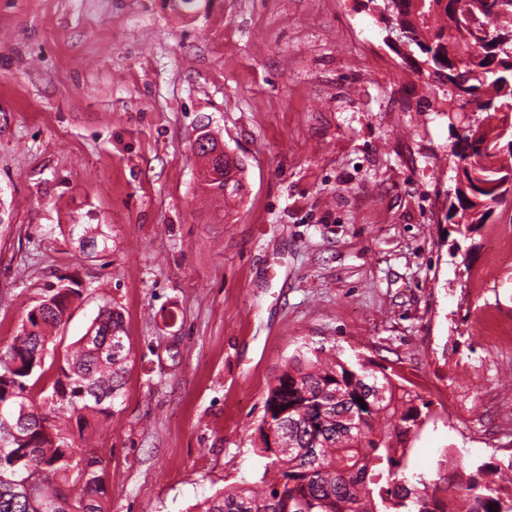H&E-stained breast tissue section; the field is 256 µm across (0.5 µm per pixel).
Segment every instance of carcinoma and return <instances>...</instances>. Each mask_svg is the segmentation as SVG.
Segmentation results:
<instances>
[{"label": "carcinoma", "instance_id": "cac0c4a2", "mask_svg": "<svg viewBox=\"0 0 512 512\" xmlns=\"http://www.w3.org/2000/svg\"><path fill=\"white\" fill-rule=\"evenodd\" d=\"M377 21L403 34L410 54L401 64L417 75L434 70L429 86L444 102L453 90L472 96L490 116L512 111V57L488 36L461 26L457 15L476 13L491 34H512V6L499 0H368ZM512 129L502 134L487 123L468 133L459 156L466 160L464 176L494 182L512 176L503 152L485 143L505 145ZM199 189L215 196H236L243 189L245 166L224 154L212 161L205 151ZM504 198L473 188L456 195L448 218L483 224ZM68 236L90 253L107 249L112 235L107 224H70ZM83 288L72 278H60L45 289L27 312L17 335L0 346V404L20 397L29 418L12 435L0 422V512H106V476L101 468L86 469L84 448L64 424L112 412L126 385L131 347L122 313L104 303L86 333L65 350L49 385L37 388L55 330L68 318ZM377 383L382 398L371 395ZM362 402H357V399ZM428 403L408 388L402 377L376 368L355 354H334L321 360V350L299 353L288 360L270 385L258 432L267 459L258 490L243 482L217 491L197 504L198 512H512V457L491 459L463 477L448 473L447 461L435 478L417 472L409 456L410 441L429 420Z\"/></svg>", "mask_w": 512, "mask_h": 512}]
</instances>
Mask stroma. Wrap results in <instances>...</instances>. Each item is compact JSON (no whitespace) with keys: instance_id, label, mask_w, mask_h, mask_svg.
I'll return each mask as SVG.
<instances>
[{"instance_id":"stroma-1","label":"stroma","mask_w":512,"mask_h":512,"mask_svg":"<svg viewBox=\"0 0 512 512\" xmlns=\"http://www.w3.org/2000/svg\"><path fill=\"white\" fill-rule=\"evenodd\" d=\"M360 0H0V345L58 278L132 354L83 446L108 512H190L258 481L270 384L309 347L361 352L429 402L419 472L512 458V196L448 219L455 137ZM246 166L223 223L202 131ZM67 224H106L84 255Z\"/></svg>"}]
</instances>
